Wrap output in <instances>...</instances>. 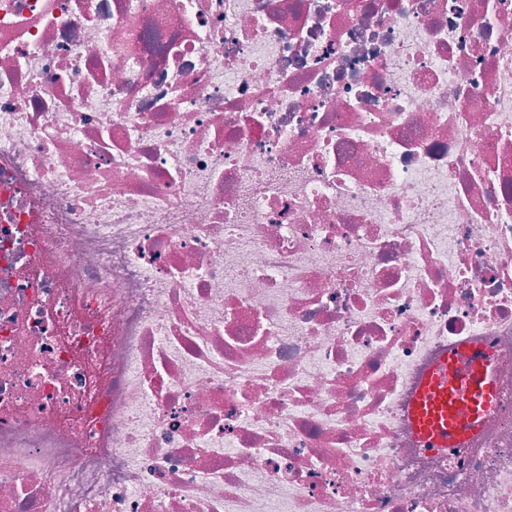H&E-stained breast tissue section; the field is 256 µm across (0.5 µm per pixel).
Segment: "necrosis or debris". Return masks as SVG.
Instances as JSON below:
<instances>
[{"label":"necrosis or debris","instance_id":"necrosis-or-debris-1","mask_svg":"<svg viewBox=\"0 0 512 512\" xmlns=\"http://www.w3.org/2000/svg\"><path fill=\"white\" fill-rule=\"evenodd\" d=\"M0 512H512V0H0ZM496 391L479 357L439 360L424 378L412 408V427L428 447L448 444L474 433Z\"/></svg>","mask_w":512,"mask_h":512}]
</instances>
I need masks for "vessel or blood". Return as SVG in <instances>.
<instances>
[{
  "label": "vessel or blood",
  "instance_id": "b4317fda",
  "mask_svg": "<svg viewBox=\"0 0 512 512\" xmlns=\"http://www.w3.org/2000/svg\"><path fill=\"white\" fill-rule=\"evenodd\" d=\"M495 399V387L480 358L441 359L421 384L412 427L428 447H447L474 433Z\"/></svg>",
  "mask_w": 512,
  "mask_h": 512
}]
</instances>
